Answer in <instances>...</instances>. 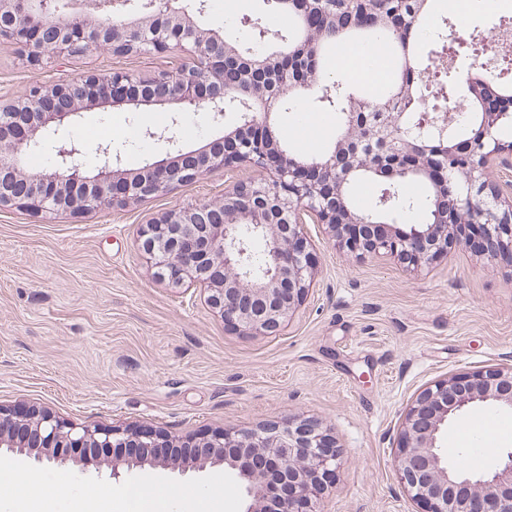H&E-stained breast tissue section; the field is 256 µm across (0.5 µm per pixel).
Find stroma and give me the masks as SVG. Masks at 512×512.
Listing matches in <instances>:
<instances>
[{
    "instance_id": "1",
    "label": "stroma",
    "mask_w": 512,
    "mask_h": 512,
    "mask_svg": "<svg viewBox=\"0 0 512 512\" xmlns=\"http://www.w3.org/2000/svg\"><path fill=\"white\" fill-rule=\"evenodd\" d=\"M499 7L484 0L463 13L432 0L426 29L452 27L465 41L454 71L472 56H491V13ZM246 15L273 31L288 28L273 0H208L198 21L250 46ZM186 59L177 51L99 53L34 67L0 47V99L62 75H149ZM237 120L230 114L216 123L196 112L174 127L162 108L135 122L119 109H95L71 133L86 147V167L95 166L98 143L110 140L128 143L122 165L130 169L160 146L128 131L168 127L189 151ZM336 122L335 113L306 101L277 117L281 141L303 156L332 148ZM234 179L218 170L145 202L85 214L0 209V409L33 406L77 426H147L176 436L310 417L331 429L343 452L323 494L326 512H417L395 472L392 443L402 413L432 381L512 361V266H488L461 248L412 273L386 256L343 251L325 225L309 224L317 267L304 301L276 335L235 333L208 306L202 286L160 280L139 249L142 225L176 205L218 197ZM442 446L452 459L458 449L478 447L489 467L512 448V414L479 421L465 411L449 423ZM0 459L12 465L0 472V493L25 485L54 512L69 508L62 488L76 493L90 484L206 494L218 512L247 506L235 473L221 466L184 474L137 469L116 481L109 470L70 461L6 452Z\"/></svg>"
}]
</instances>
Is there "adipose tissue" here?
Listing matches in <instances>:
<instances>
[{
    "label": "adipose tissue",
    "mask_w": 512,
    "mask_h": 512,
    "mask_svg": "<svg viewBox=\"0 0 512 512\" xmlns=\"http://www.w3.org/2000/svg\"><path fill=\"white\" fill-rule=\"evenodd\" d=\"M183 500L181 493L151 486H88L72 499L71 512H182Z\"/></svg>",
    "instance_id": "obj_1"
}]
</instances>
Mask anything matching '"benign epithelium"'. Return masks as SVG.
<instances>
[{
    "label": "benign epithelium",
    "instance_id": "1",
    "mask_svg": "<svg viewBox=\"0 0 512 512\" xmlns=\"http://www.w3.org/2000/svg\"><path fill=\"white\" fill-rule=\"evenodd\" d=\"M0 0V45L20 50L28 65L97 52L118 56L162 54L180 48L191 64L137 77L127 71L89 72L0 103V208L85 213L144 201L195 182L216 169L243 176L214 200L177 206L140 231L141 248L157 275L179 286H204L208 305L224 323L245 334L281 329L302 302L315 275L304 224H324L349 253L383 255L411 269L431 264L455 247H468L487 263L512 266V183L489 180L512 170V145L495 137L512 123L508 109L477 113L478 129L457 143L453 126L469 110L448 93L439 103L418 88L401 93L423 108L401 112L393 98L345 95L342 133L333 149L297 159L281 145L272 115L283 97H301L316 84L310 51L328 30L343 25L401 29L414 24L426 2L405 11L409 0H278L295 7L306 39L288 52L260 54L202 27L206 0ZM256 39L285 40L249 17ZM182 114L208 112L216 123L238 112L243 124L203 147L186 151L170 129L143 136L166 145L164 157L122 166L123 150L111 143L95 150L85 170L83 146L66 136L82 113L95 108L142 112L146 107ZM50 142L53 168L32 172L25 155ZM437 206L430 224H401L394 214L375 223L349 208L346 190L360 170L395 186L419 170ZM512 413V363L460 371L423 387L403 412L396 445V473L421 512H512V450L481 471L445 459L441 435L473 406ZM48 462L71 460L112 478L122 470L162 468L184 472L222 466L236 473L245 512H323L326 479L341 461L336 437L314 420L253 428H226L202 437H174L162 430L78 427L47 410H0V449Z\"/></svg>",
    "mask_w": 512,
    "mask_h": 512
}]
</instances>
